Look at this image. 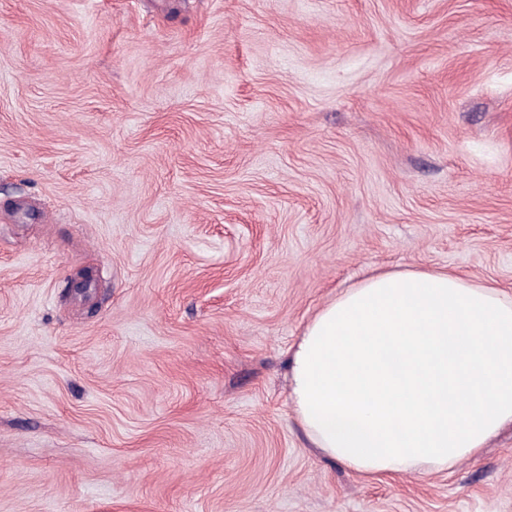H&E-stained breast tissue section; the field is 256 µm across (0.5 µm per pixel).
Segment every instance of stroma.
<instances>
[{"label": "stroma", "instance_id": "1", "mask_svg": "<svg viewBox=\"0 0 512 512\" xmlns=\"http://www.w3.org/2000/svg\"><path fill=\"white\" fill-rule=\"evenodd\" d=\"M408 268L512 293V0H0V512H512V426L367 481L294 420Z\"/></svg>", "mask_w": 512, "mask_h": 512}]
</instances>
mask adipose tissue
Here are the masks:
<instances>
[{
    "label": "adipose tissue",
    "mask_w": 512,
    "mask_h": 512,
    "mask_svg": "<svg viewBox=\"0 0 512 512\" xmlns=\"http://www.w3.org/2000/svg\"><path fill=\"white\" fill-rule=\"evenodd\" d=\"M290 377L297 423L355 475L451 470L512 424V296L445 270L372 272L308 321Z\"/></svg>",
    "instance_id": "ef3b65f1"
}]
</instances>
